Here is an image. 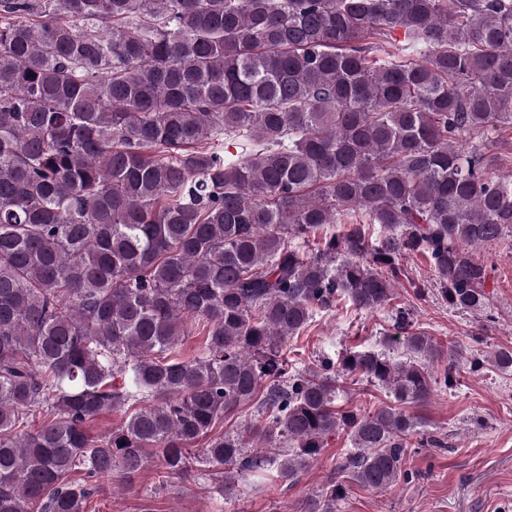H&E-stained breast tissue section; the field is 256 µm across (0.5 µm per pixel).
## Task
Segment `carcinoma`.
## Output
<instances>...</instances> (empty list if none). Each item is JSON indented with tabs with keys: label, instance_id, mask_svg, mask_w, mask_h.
<instances>
[{
	"label": "carcinoma",
	"instance_id": "1",
	"mask_svg": "<svg viewBox=\"0 0 512 512\" xmlns=\"http://www.w3.org/2000/svg\"><path fill=\"white\" fill-rule=\"evenodd\" d=\"M503 127L512 0H0V512H89L101 477L153 462L226 497L293 485L336 434L351 450L304 512L410 479L408 449L447 447L410 408L482 368L414 308L491 331L471 248L512 246ZM405 280L384 342L408 363L288 368L317 314L384 310ZM351 378L390 402L339 405ZM243 406L249 429L216 431Z\"/></svg>",
	"mask_w": 512,
	"mask_h": 512
}]
</instances>
